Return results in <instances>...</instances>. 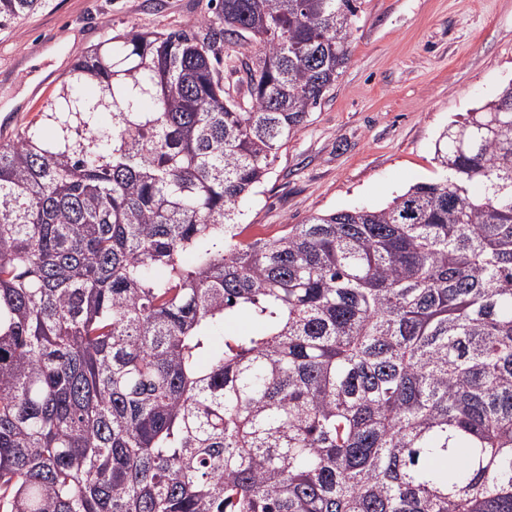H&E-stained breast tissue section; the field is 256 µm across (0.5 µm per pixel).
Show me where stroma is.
Here are the masks:
<instances>
[{
    "label": "stroma",
    "instance_id": "35a3bbf8",
    "mask_svg": "<svg viewBox=\"0 0 512 512\" xmlns=\"http://www.w3.org/2000/svg\"><path fill=\"white\" fill-rule=\"evenodd\" d=\"M347 67L243 203V238L316 214L381 208L438 171L448 125L512 82V0H360ZM212 0H48L0 30V121L36 120L77 55L177 30Z\"/></svg>",
    "mask_w": 512,
    "mask_h": 512
}]
</instances>
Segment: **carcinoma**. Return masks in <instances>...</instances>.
<instances>
[{
  "label": "carcinoma",
  "instance_id": "cac0c4a2",
  "mask_svg": "<svg viewBox=\"0 0 512 512\" xmlns=\"http://www.w3.org/2000/svg\"><path fill=\"white\" fill-rule=\"evenodd\" d=\"M214 13L81 52L0 144V512H512V83L438 178L244 241L358 0Z\"/></svg>",
  "mask_w": 512,
  "mask_h": 512
}]
</instances>
